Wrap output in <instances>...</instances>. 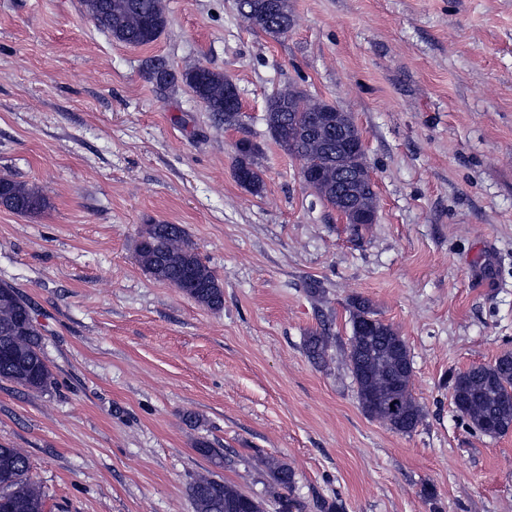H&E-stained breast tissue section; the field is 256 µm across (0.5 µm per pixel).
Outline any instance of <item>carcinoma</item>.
I'll return each instance as SVG.
<instances>
[{"label":"carcinoma","mask_w":512,"mask_h":512,"mask_svg":"<svg viewBox=\"0 0 512 512\" xmlns=\"http://www.w3.org/2000/svg\"><path fill=\"white\" fill-rule=\"evenodd\" d=\"M83 4L95 26L121 44L147 46L167 26L162 0H83ZM235 6L252 28L273 38L284 36L292 26L288 0H235ZM142 76L158 86L182 81L224 127L239 130L242 137L235 144V178L253 194L263 191L256 162L260 146L243 126L240 107L230 92L232 81L204 66L191 68L178 78L161 58L145 60ZM266 123L275 143L310 174L319 199L336 208L349 194L360 200L363 211L376 210V192L364 183L342 180L343 170L365 163L361 133L348 113L290 86L267 99ZM47 206L38 188L0 177V207L36 216ZM136 253L142 269L155 280L179 289L209 310L224 307L223 284L195 251L181 225H145ZM350 315L352 336L344 355L361 409L395 432H412L424 414L412 397V366L402 365L408 354L403 338L380 320L375 328L357 332V324L375 317L367 299H352ZM329 339L324 329L306 336L305 350L314 363L327 362ZM0 378L37 392H47L55 385L30 305L8 283H0ZM449 387L468 429L489 436L512 429L511 351L491 365L452 374ZM257 465L271 471L276 487L284 489L292 484L293 471L287 464L260 457ZM188 492L194 512H263L260 500L208 470L192 478ZM0 512H48V496L30 479L29 459L21 448L0 446Z\"/></svg>","instance_id":"carcinoma-1"}]
</instances>
